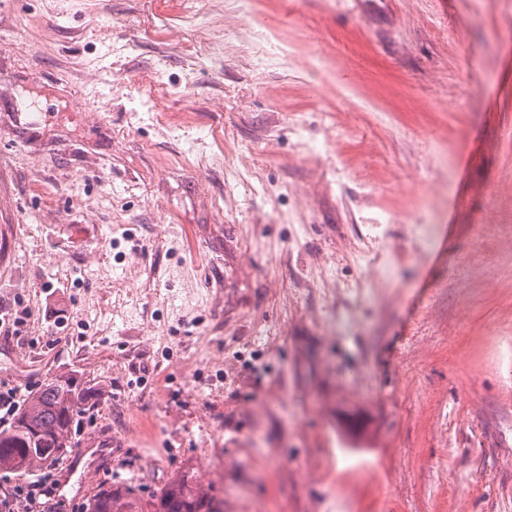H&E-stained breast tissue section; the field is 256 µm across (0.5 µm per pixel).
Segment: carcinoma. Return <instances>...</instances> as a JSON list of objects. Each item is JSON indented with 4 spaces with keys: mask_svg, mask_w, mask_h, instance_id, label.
Listing matches in <instances>:
<instances>
[{
    "mask_svg": "<svg viewBox=\"0 0 512 512\" xmlns=\"http://www.w3.org/2000/svg\"><path fill=\"white\" fill-rule=\"evenodd\" d=\"M101 391L82 385L74 374H61L43 384L23 403L10 427L0 430V471L26 473L57 460L73 447L75 417L93 405ZM213 497L200 491L194 475L171 480L146 504L127 488L109 485L88 503V512H216Z\"/></svg>",
    "mask_w": 512,
    "mask_h": 512,
    "instance_id": "1",
    "label": "carcinoma"
}]
</instances>
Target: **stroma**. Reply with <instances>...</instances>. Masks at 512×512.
<instances>
[{
    "label": "stroma",
    "instance_id": "obj_1",
    "mask_svg": "<svg viewBox=\"0 0 512 512\" xmlns=\"http://www.w3.org/2000/svg\"><path fill=\"white\" fill-rule=\"evenodd\" d=\"M1 314L51 512H512V0H0ZM101 395L100 389L82 386L75 374L44 383L23 403L11 426L0 430V471L22 474L64 455L74 445L75 417ZM212 496L201 492L194 475L182 473L171 480L161 491L146 503L149 512H217L211 507ZM127 488L109 485L88 503L87 512H144V506Z\"/></svg>",
    "mask_w": 512,
    "mask_h": 512
}]
</instances>
